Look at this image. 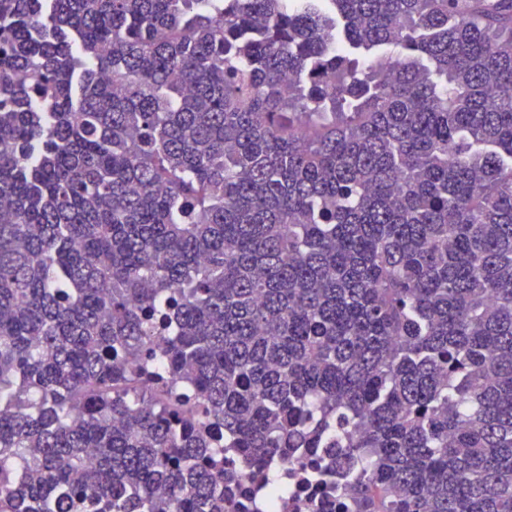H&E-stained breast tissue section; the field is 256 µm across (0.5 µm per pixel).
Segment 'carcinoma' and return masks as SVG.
I'll list each match as a JSON object with an SVG mask.
<instances>
[{
    "label": "carcinoma",
    "mask_w": 512,
    "mask_h": 512,
    "mask_svg": "<svg viewBox=\"0 0 512 512\" xmlns=\"http://www.w3.org/2000/svg\"><path fill=\"white\" fill-rule=\"evenodd\" d=\"M307 448L512 512V0H0V512Z\"/></svg>",
    "instance_id": "1"
}]
</instances>
